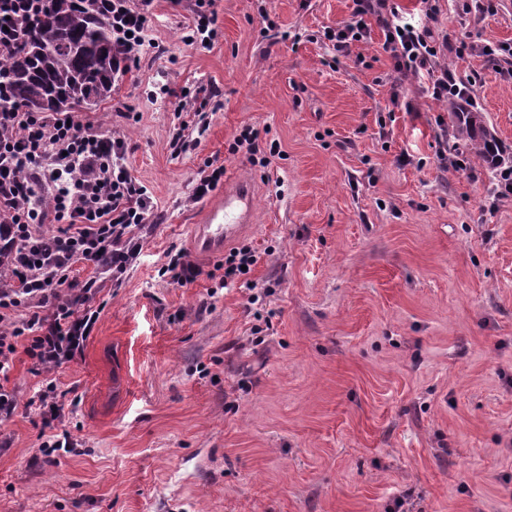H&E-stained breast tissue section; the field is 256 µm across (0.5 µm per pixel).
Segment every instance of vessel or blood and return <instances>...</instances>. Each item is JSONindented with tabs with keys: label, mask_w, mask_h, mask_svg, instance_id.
I'll use <instances>...</instances> for the list:
<instances>
[{
	"label": "vessel or blood",
	"mask_w": 512,
	"mask_h": 512,
	"mask_svg": "<svg viewBox=\"0 0 512 512\" xmlns=\"http://www.w3.org/2000/svg\"><path fill=\"white\" fill-rule=\"evenodd\" d=\"M255 193L250 180L231 173L224 179V191L210 204L203 223L194 225L192 234L199 251L217 254L253 223Z\"/></svg>",
	"instance_id": "obj_1"
}]
</instances>
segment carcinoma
I'll return each instance as SVG.
<instances>
[{
	"label": "carcinoma",
	"mask_w": 512,
	"mask_h": 512,
	"mask_svg": "<svg viewBox=\"0 0 512 512\" xmlns=\"http://www.w3.org/2000/svg\"><path fill=\"white\" fill-rule=\"evenodd\" d=\"M125 50L112 38V14L95 0H47L25 25L15 51L0 65V112L18 108L60 112L95 105L111 95ZM455 135L483 166L512 169V156L484 113L466 99L448 100Z\"/></svg>",
	"instance_id": "cac0c4a2"
}]
</instances>
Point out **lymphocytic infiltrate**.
Segmentation results:
<instances>
[{"instance_id": "1", "label": "lymphocytic infiltrate", "mask_w": 512, "mask_h": 512, "mask_svg": "<svg viewBox=\"0 0 512 512\" xmlns=\"http://www.w3.org/2000/svg\"><path fill=\"white\" fill-rule=\"evenodd\" d=\"M112 11V36L126 55L127 72L154 49L149 36L153 0H98ZM348 21L326 31L337 55L365 43L372 29L400 78L427 81L425 94L444 101L472 94L471 79L457 77L441 58L447 44L429 28L404 21L393 0H353ZM280 144L244 127L228 146L267 167ZM124 139L67 112H0V249L11 255L8 278L0 281V420L10 418L17 395L8 385L17 352L32 368L49 372L73 359L97 320L90 302L100 279L119 276L137 259V233L151 217L145 186L126 163ZM95 275L79 281L76 264Z\"/></svg>"}]
</instances>
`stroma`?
<instances>
[{
  "label": "stroma",
  "instance_id": "obj_1",
  "mask_svg": "<svg viewBox=\"0 0 512 512\" xmlns=\"http://www.w3.org/2000/svg\"><path fill=\"white\" fill-rule=\"evenodd\" d=\"M447 36V63L512 149V0L477 15L395 0ZM352 0H214L218 35L186 45L195 0H154L151 38L109 98L77 112L127 143L156 224L104 282L84 347L51 373L17 354L0 422V512H512V194L446 137L443 103L395 74L379 29L335 57L324 30ZM277 28L261 34L262 15ZM208 98L176 110L175 96ZM266 127L267 167L227 146ZM465 160L444 169L440 152ZM409 163H401V154ZM249 175L257 255L208 278L192 201L205 161ZM202 267L161 278L169 253ZM54 384L59 417L33 401ZM69 433L72 448L40 445Z\"/></svg>",
  "mask_w": 512,
  "mask_h": 512
}]
</instances>
